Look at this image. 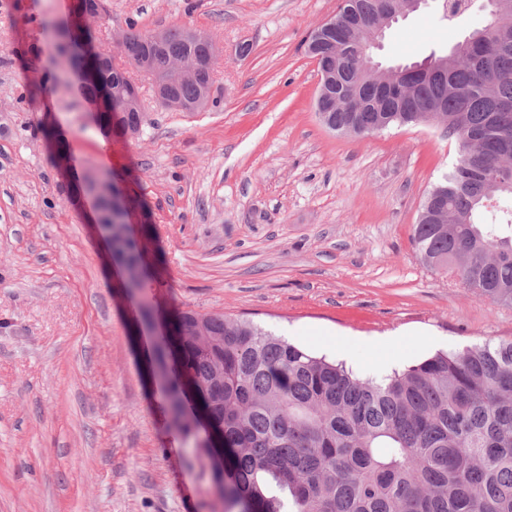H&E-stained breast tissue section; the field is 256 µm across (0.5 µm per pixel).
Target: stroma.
<instances>
[{
	"instance_id": "1",
	"label": "stroma",
	"mask_w": 512,
	"mask_h": 512,
	"mask_svg": "<svg viewBox=\"0 0 512 512\" xmlns=\"http://www.w3.org/2000/svg\"><path fill=\"white\" fill-rule=\"evenodd\" d=\"M15 2L0 12V512H224L145 374L153 338L77 192L90 168L147 203L160 305L253 322L362 378L386 360L512 341V305L426 265L411 240L455 141L425 124L357 138L319 123L303 41L340 0H106L92 24L108 43L185 26L219 50L204 112L160 107L133 73L148 122L128 139L105 137L77 86L47 69L41 23L73 4ZM486 19L476 4L451 23L429 0L387 30L376 60H422Z\"/></svg>"
}]
</instances>
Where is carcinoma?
<instances>
[{
	"label": "carcinoma",
	"instance_id": "obj_1",
	"mask_svg": "<svg viewBox=\"0 0 512 512\" xmlns=\"http://www.w3.org/2000/svg\"><path fill=\"white\" fill-rule=\"evenodd\" d=\"M382 0H342L316 27L307 51L339 72L326 97L328 123L355 116L385 129L448 113L455 162L432 185L412 228L424 262L451 271L486 300L512 304V0L488 7L486 24L443 54L416 63L390 85L363 69L359 46ZM443 18L463 16L466 0H447ZM137 31L121 54L149 70L205 68L172 92L195 101L214 86L213 43L173 27L160 47ZM49 59L64 82L78 74L101 102L97 123L123 133L140 122L125 111L126 71L87 23L60 34ZM112 255L134 269L146 255L122 223L108 222ZM123 288L141 323L159 314L146 278ZM167 336L146 368L166 386L163 412L182 447L212 464L225 512H512V342L438 353L379 381L313 355L244 320L173 307Z\"/></svg>",
	"mask_w": 512,
	"mask_h": 512
}]
</instances>
